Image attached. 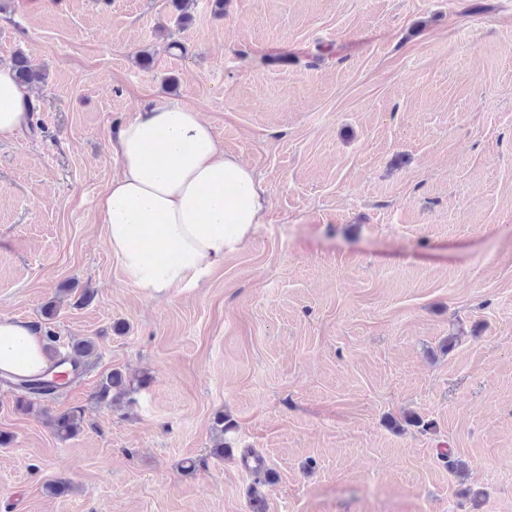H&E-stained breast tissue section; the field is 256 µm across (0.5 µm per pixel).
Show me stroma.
<instances>
[{"label":"stroma","mask_w":512,"mask_h":512,"mask_svg":"<svg viewBox=\"0 0 512 512\" xmlns=\"http://www.w3.org/2000/svg\"><path fill=\"white\" fill-rule=\"evenodd\" d=\"M18 52L46 81L0 143V315L60 300L57 348L99 356L27 413L0 386V512H512V0H196L184 27L170 0H0V65ZM156 94L268 209L198 287L149 297L97 204ZM112 370L148 383L96 404ZM74 407L57 438L45 413ZM48 425L53 429L55 435L60 439H70L82 432L85 425L84 410L74 407L59 414L46 413Z\"/></svg>","instance_id":"obj_1"}]
</instances>
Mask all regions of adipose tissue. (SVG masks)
Instances as JSON below:
<instances>
[{
    "label": "adipose tissue",
    "mask_w": 512,
    "mask_h": 512,
    "mask_svg": "<svg viewBox=\"0 0 512 512\" xmlns=\"http://www.w3.org/2000/svg\"><path fill=\"white\" fill-rule=\"evenodd\" d=\"M34 98L0 66V143L28 125ZM109 150L118 174L98 213L128 280L146 296L197 286L263 223L265 192L254 171L224 148L193 107L157 95L119 124ZM41 334L0 316V369L36 374L47 360Z\"/></svg>",
    "instance_id": "1"
}]
</instances>
